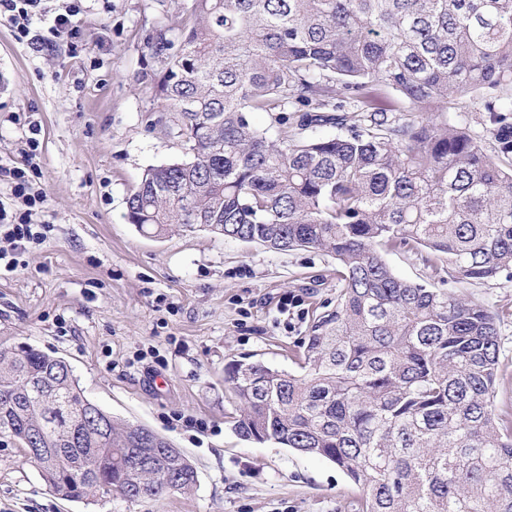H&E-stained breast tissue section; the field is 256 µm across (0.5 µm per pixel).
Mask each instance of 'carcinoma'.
<instances>
[{"label":"carcinoma","mask_w":512,"mask_h":512,"mask_svg":"<svg viewBox=\"0 0 512 512\" xmlns=\"http://www.w3.org/2000/svg\"><path fill=\"white\" fill-rule=\"evenodd\" d=\"M162 108L148 127L180 143L153 166L126 219L163 237L207 224L271 250L336 261V307L315 315L286 372L225 370L234 429L335 463L363 493L352 512H512V415L494 404L498 315L436 287L512 277V0H189L178 31L144 38ZM482 95L487 135L448 123V100ZM410 110L420 118L405 121ZM300 112V131L271 126ZM331 126V136L304 130ZM419 254L426 281L385 255ZM71 367L30 345L0 347V432L36 447L66 500L113 490L186 492L182 452L91 414ZM84 470L73 489L58 457Z\"/></svg>","instance_id":"1"}]
</instances>
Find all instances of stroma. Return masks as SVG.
<instances>
[{
    "label": "stroma",
    "mask_w": 512,
    "mask_h": 512,
    "mask_svg": "<svg viewBox=\"0 0 512 512\" xmlns=\"http://www.w3.org/2000/svg\"><path fill=\"white\" fill-rule=\"evenodd\" d=\"M186 4L83 0L75 50L36 48L0 24V164L34 156L47 200L32 219L51 227L0 275V346L64 358L88 399L181 448L197 482L158 498L66 501L0 434V512H349L362 492L323 458L241 439L224 385L235 360L295 371L288 349L313 305L336 304L334 259L179 226L152 239L125 218L144 171L182 156L149 130L157 101L138 76L152 66L145 34L178 26ZM453 289L500 318L495 406L512 412V279Z\"/></svg>",
    "instance_id": "1"
}]
</instances>
